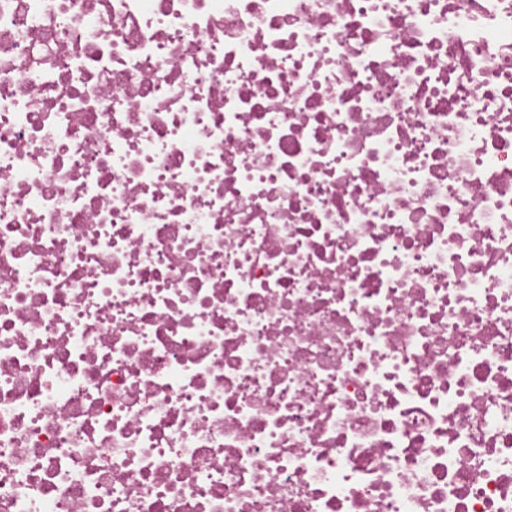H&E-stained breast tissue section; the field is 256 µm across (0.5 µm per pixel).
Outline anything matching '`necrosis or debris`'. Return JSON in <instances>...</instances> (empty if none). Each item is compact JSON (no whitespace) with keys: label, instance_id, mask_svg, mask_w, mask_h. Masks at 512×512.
Masks as SVG:
<instances>
[{"label":"necrosis or debris","instance_id":"1","mask_svg":"<svg viewBox=\"0 0 512 512\" xmlns=\"http://www.w3.org/2000/svg\"><path fill=\"white\" fill-rule=\"evenodd\" d=\"M0 512H512V0H0Z\"/></svg>","mask_w":512,"mask_h":512}]
</instances>
